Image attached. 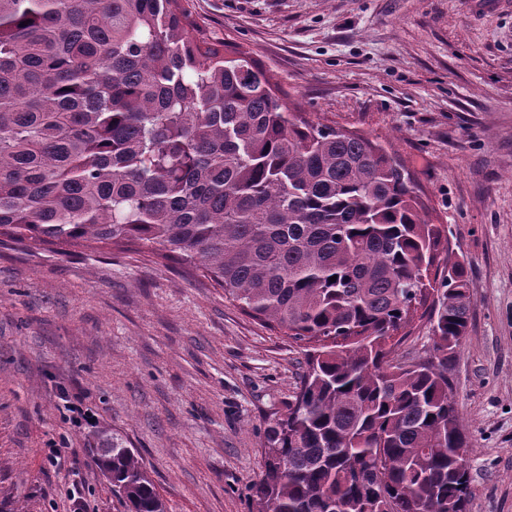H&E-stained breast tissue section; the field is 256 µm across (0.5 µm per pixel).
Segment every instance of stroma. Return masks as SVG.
I'll return each mask as SVG.
<instances>
[{"mask_svg":"<svg viewBox=\"0 0 512 512\" xmlns=\"http://www.w3.org/2000/svg\"><path fill=\"white\" fill-rule=\"evenodd\" d=\"M286 106L377 141L471 281L448 361L467 512H512V0H182ZM301 348L158 248L0 246V512H127L92 453L137 449L166 512H250ZM60 449V465L47 457Z\"/></svg>","mask_w":512,"mask_h":512,"instance_id":"stroma-1","label":"stroma"}]
</instances>
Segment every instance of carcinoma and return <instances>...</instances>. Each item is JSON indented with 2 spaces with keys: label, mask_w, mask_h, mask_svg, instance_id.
Instances as JSON below:
<instances>
[{
  "label": "carcinoma",
  "mask_w": 512,
  "mask_h": 512,
  "mask_svg": "<svg viewBox=\"0 0 512 512\" xmlns=\"http://www.w3.org/2000/svg\"><path fill=\"white\" fill-rule=\"evenodd\" d=\"M0 236L157 245L303 345L252 512H466L471 284L443 229L383 146L289 111L179 0H0ZM418 313L432 352L395 363ZM96 455L128 512H164L134 449Z\"/></svg>",
  "instance_id": "carcinoma-1"
}]
</instances>
